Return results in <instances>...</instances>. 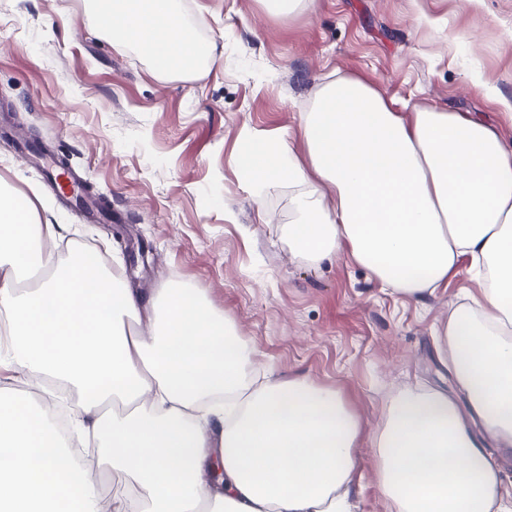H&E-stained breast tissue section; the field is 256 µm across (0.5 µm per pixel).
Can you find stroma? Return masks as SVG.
Returning <instances> with one entry per match:
<instances>
[{
    "instance_id": "stroma-1",
    "label": "stroma",
    "mask_w": 512,
    "mask_h": 512,
    "mask_svg": "<svg viewBox=\"0 0 512 512\" xmlns=\"http://www.w3.org/2000/svg\"><path fill=\"white\" fill-rule=\"evenodd\" d=\"M201 40L224 54L189 77L158 75L112 40L92 0H0V185L59 224L56 256L102 252L151 297L201 289L256 357L250 373L304 374L340 390L367 432L407 387L452 390L432 336L474 290L462 259L447 285L416 301L342 254L312 263L288 243L293 191L246 187L231 164L249 128L289 138L336 76L357 77L398 108L465 112L512 145V0H301L283 18L261 0H178ZM39 139L68 157L111 220L60 201Z\"/></svg>"
}]
</instances>
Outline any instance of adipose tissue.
I'll return each instance as SVG.
<instances>
[{
	"mask_svg": "<svg viewBox=\"0 0 512 512\" xmlns=\"http://www.w3.org/2000/svg\"><path fill=\"white\" fill-rule=\"evenodd\" d=\"M96 6L161 75H194L223 51L175 0ZM301 128L305 157L247 129L233 159L245 185L294 187L298 254L347 253L410 299L470 257L477 291L434 330L466 406L407 388L366 433L337 390L250 376L247 343L199 289L145 300L87 251L59 264L44 248L59 225L0 194V365L78 397L67 431L45 403L0 397V512H356L367 439L388 512H512L482 443L512 451V147L464 112L404 119L358 78L324 85ZM74 438L93 444L109 495ZM217 461L223 480H205Z\"/></svg>",
	"mask_w": 512,
	"mask_h": 512,
	"instance_id": "adipose-tissue-1",
	"label": "adipose tissue"
}]
</instances>
